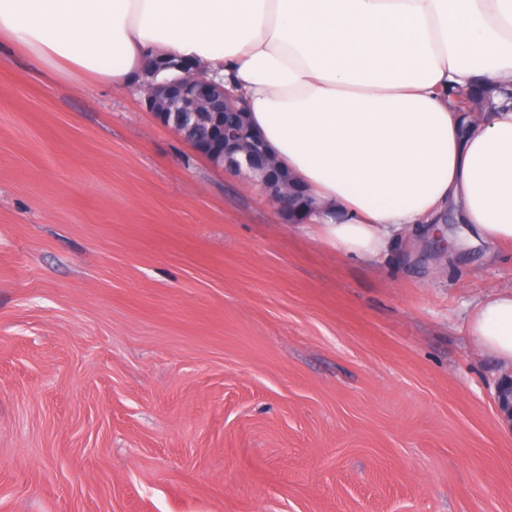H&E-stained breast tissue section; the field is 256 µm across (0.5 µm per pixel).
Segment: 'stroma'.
Masks as SVG:
<instances>
[{
  "label": "stroma",
  "mask_w": 512,
  "mask_h": 512,
  "mask_svg": "<svg viewBox=\"0 0 512 512\" xmlns=\"http://www.w3.org/2000/svg\"><path fill=\"white\" fill-rule=\"evenodd\" d=\"M512 251L376 262L282 219L132 89L0 47V512H512ZM468 332L480 350L512 364V289H498L475 299Z\"/></svg>",
  "instance_id": "obj_1"
}]
</instances>
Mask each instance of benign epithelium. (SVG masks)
Segmentation results:
<instances>
[{
    "instance_id": "7a95c632",
    "label": "benign epithelium",
    "mask_w": 512,
    "mask_h": 512,
    "mask_svg": "<svg viewBox=\"0 0 512 512\" xmlns=\"http://www.w3.org/2000/svg\"><path fill=\"white\" fill-rule=\"evenodd\" d=\"M146 108L163 125L190 143L207 161L254 182L286 217L296 208L313 214L319 207L303 192L292 187L270 157L262 136L241 120L243 108L236 95L207 78L189 60L155 58L146 64L141 84ZM500 411L512 418V385L497 394Z\"/></svg>"
}]
</instances>
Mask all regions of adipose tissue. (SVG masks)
<instances>
[{"label":"adipose tissue","instance_id":"ef3b65f1","mask_svg":"<svg viewBox=\"0 0 512 512\" xmlns=\"http://www.w3.org/2000/svg\"><path fill=\"white\" fill-rule=\"evenodd\" d=\"M67 83L134 85L187 58L242 95L273 156L321 203V238L374 261L456 205L460 233L512 246V107L450 89L512 84V0H0V46ZM468 332L512 364V289ZM494 94H501L497 90L484 89V93L481 96L465 99V93L461 90L455 92L452 101L453 107L457 112H476L481 111L485 108L492 107L494 103Z\"/></svg>","mask_w":512,"mask_h":512}]
</instances>
